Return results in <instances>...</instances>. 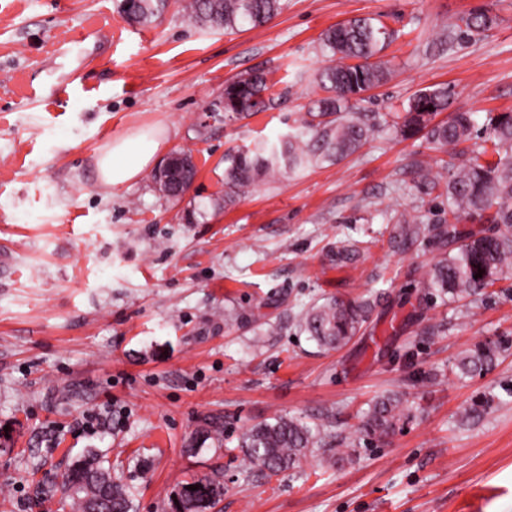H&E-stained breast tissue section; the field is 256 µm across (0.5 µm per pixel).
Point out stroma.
<instances>
[{"mask_svg":"<svg viewBox=\"0 0 512 512\" xmlns=\"http://www.w3.org/2000/svg\"><path fill=\"white\" fill-rule=\"evenodd\" d=\"M118 4L0 0V512H72L48 488L90 450L116 466L133 512H169L183 483L212 473L224 478L212 512H512V277L481 304L427 299L443 245L397 249L387 231L390 217L430 224L448 210L412 159L442 177L464 161L402 139L390 113L438 85L478 123L512 112V0H288L226 34L188 24L176 0L149 26ZM478 6L497 23L463 38ZM379 15L397 35L381 53L388 80L358 104L370 140L214 206L228 153L300 125L321 34ZM251 70L274 85L269 109L210 116L225 82ZM139 129L163 135L159 158L192 153L182 199L163 197L148 168L100 185V152ZM346 238L376 244L331 265ZM336 295L372 310L326 351L297 320ZM490 340L502 344L493 368L458 375L460 353ZM393 394L408 418L386 441L363 437L364 412ZM479 397L491 408L466 420ZM323 414L333 436L296 470L265 477L238 446L257 423ZM214 425L219 438H206Z\"/></svg>","mask_w":512,"mask_h":512,"instance_id":"obj_1","label":"stroma"}]
</instances>
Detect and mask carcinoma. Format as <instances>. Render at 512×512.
I'll list each match as a JSON object with an SVG mask.
<instances>
[{"label":"carcinoma","mask_w":512,"mask_h":512,"mask_svg":"<svg viewBox=\"0 0 512 512\" xmlns=\"http://www.w3.org/2000/svg\"><path fill=\"white\" fill-rule=\"evenodd\" d=\"M169 0H120L119 9L130 22L149 25L168 7ZM285 0H183L184 17L195 26L215 31H235L247 25L256 27L272 20ZM461 33L480 36L496 24V16L485 7H476L463 19ZM392 31L379 18H354L327 30L321 45L327 64L315 75L323 96L311 102L308 119L288 139L268 146L238 150L227 156L224 169V204L260 178L277 169L295 171L313 161L338 162L357 152L367 141L372 125L361 112L353 111L352 101L383 83L389 69L380 54ZM271 85L262 72H246L224 86V101L215 111L232 121L266 110ZM446 87L415 93L401 112L393 113V127L404 139L424 137L435 149L463 146L468 158L445 184L428 178L422 161L409 164L410 173L429 189L441 190L448 199V218L435 224H418L400 216L390 240L403 246L419 237L433 238L454 248L434 262L422 282L425 295L444 302L474 303L488 290L512 276V113L502 112L487 118L484 132L476 129L473 113L451 112L445 121L436 117L450 105ZM176 176L164 183L157 175L152 181L168 198L180 197L193 183L196 164L191 153L181 152L174 160ZM463 221L490 224L492 228L465 230ZM370 249L360 241L339 240L330 261L344 266ZM482 276H477V273ZM370 302L331 297L305 308L298 327L317 345L339 348L366 322ZM500 345L478 344L466 349L457 359L462 376L489 370L497 360ZM402 402L383 396L366 412L361 433L385 440L395 432ZM330 436L328 425H310L294 417H276L243 432L238 447L250 461L271 477L301 464L314 448L323 446ZM197 490H189L190 486ZM62 495L77 512H130L131 494L121 478L105 467L91 452L76 461L61 475ZM224 495L219 477H203L184 484L172 501V512H208Z\"/></svg>","instance_id":"obj_1"}]
</instances>
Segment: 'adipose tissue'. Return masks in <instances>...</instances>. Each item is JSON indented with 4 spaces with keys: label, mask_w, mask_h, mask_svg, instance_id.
I'll use <instances>...</instances> for the list:
<instances>
[{
    "label": "adipose tissue",
    "mask_w": 512,
    "mask_h": 512,
    "mask_svg": "<svg viewBox=\"0 0 512 512\" xmlns=\"http://www.w3.org/2000/svg\"><path fill=\"white\" fill-rule=\"evenodd\" d=\"M161 146L160 138L141 132L113 139L96 161L101 184L115 187L132 181L154 160Z\"/></svg>",
    "instance_id": "ef3b65f1"
}]
</instances>
